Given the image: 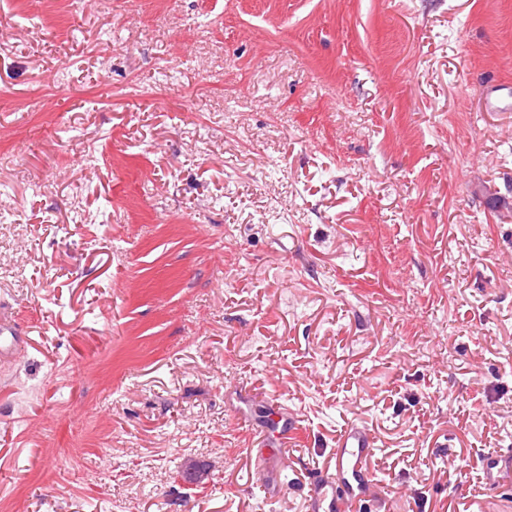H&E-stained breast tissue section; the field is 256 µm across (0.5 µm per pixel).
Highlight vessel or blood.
Wrapping results in <instances>:
<instances>
[{
	"mask_svg": "<svg viewBox=\"0 0 512 512\" xmlns=\"http://www.w3.org/2000/svg\"><path fill=\"white\" fill-rule=\"evenodd\" d=\"M372 452L373 440L367 428L354 425L346 430L333 452V472L317 475L309 483V512H347L350 505L364 506L372 501L367 467ZM480 462L489 475L512 471V455L499 450L482 453Z\"/></svg>",
	"mask_w": 512,
	"mask_h": 512,
	"instance_id": "b4317fda",
	"label": "vessel or blood"
}]
</instances>
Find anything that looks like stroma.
<instances>
[{"label": "stroma", "mask_w": 512, "mask_h": 512, "mask_svg": "<svg viewBox=\"0 0 512 512\" xmlns=\"http://www.w3.org/2000/svg\"><path fill=\"white\" fill-rule=\"evenodd\" d=\"M0 30V512H306L354 424L378 512H512L477 464L512 448V0H0Z\"/></svg>", "instance_id": "1"}]
</instances>
